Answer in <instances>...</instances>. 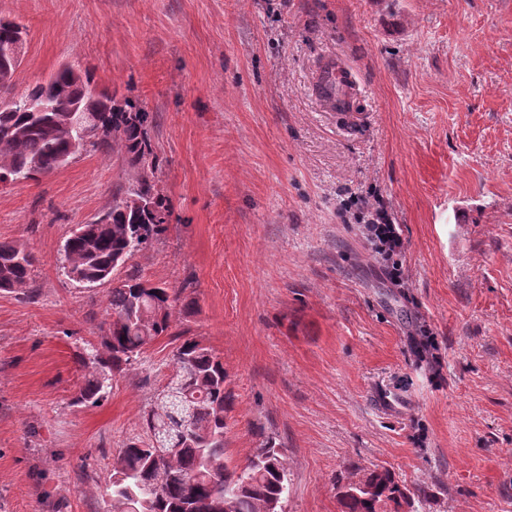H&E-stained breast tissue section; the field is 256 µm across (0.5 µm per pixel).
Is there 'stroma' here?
Segmentation results:
<instances>
[{"mask_svg":"<svg viewBox=\"0 0 512 512\" xmlns=\"http://www.w3.org/2000/svg\"><path fill=\"white\" fill-rule=\"evenodd\" d=\"M0 18L27 28L0 96L69 63L152 112L171 215L134 262L198 301L178 328L224 362L229 467L275 443L286 512H340L381 467L400 512H512V0H0ZM325 53L357 127L312 94ZM128 179L90 149L0 185V240L36 257L32 295L0 291V512H108L113 460L173 373L163 336L75 401L108 289L68 280L59 249ZM362 198L397 226L401 283Z\"/></svg>","mask_w":512,"mask_h":512,"instance_id":"1","label":"stroma"}]
</instances>
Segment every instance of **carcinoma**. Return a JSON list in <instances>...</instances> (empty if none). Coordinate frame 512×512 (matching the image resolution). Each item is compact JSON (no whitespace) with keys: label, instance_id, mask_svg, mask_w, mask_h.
Segmentation results:
<instances>
[{"label":"carcinoma","instance_id":"obj_1","mask_svg":"<svg viewBox=\"0 0 512 512\" xmlns=\"http://www.w3.org/2000/svg\"><path fill=\"white\" fill-rule=\"evenodd\" d=\"M23 32L0 19V45ZM46 108L33 112L26 102ZM78 109L100 116V133L85 137L72 121ZM150 113L127 97L98 92L91 76L70 65L34 86L12 110L0 111V174L12 181L36 180L92 147L112 149L132 172L124 196L103 224H79L62 247L61 269L72 282L111 285L100 347L76 363L87 377L75 398L95 405L112 389V376L141 360L159 337L180 341L174 374L141 416L142 435L120 449L112 468V512H128L131 497L139 512H283L288 471L280 449L267 440L247 464L224 460L225 417L231 401L224 362L194 338L171 332L174 312H195L184 289L144 280L133 258L168 228V199L157 189V157L148 136ZM34 257L25 244L0 240V290L32 287ZM407 499L392 473L383 468L347 485L341 512H380L390 501Z\"/></svg>","mask_w":512,"mask_h":512}]
</instances>
